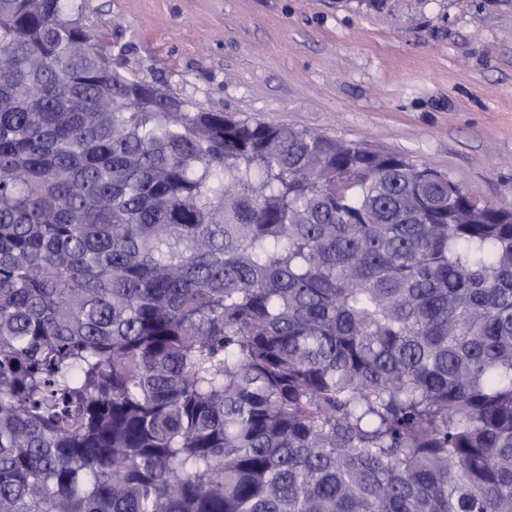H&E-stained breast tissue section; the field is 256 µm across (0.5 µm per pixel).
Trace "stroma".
Wrapping results in <instances>:
<instances>
[{"instance_id": "1", "label": "stroma", "mask_w": 512, "mask_h": 512, "mask_svg": "<svg viewBox=\"0 0 512 512\" xmlns=\"http://www.w3.org/2000/svg\"><path fill=\"white\" fill-rule=\"evenodd\" d=\"M140 77L366 142L512 203V0H84Z\"/></svg>"}]
</instances>
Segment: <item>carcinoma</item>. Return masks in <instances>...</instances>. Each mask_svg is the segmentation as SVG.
<instances>
[{
	"instance_id": "carcinoma-1",
	"label": "carcinoma",
	"mask_w": 512,
	"mask_h": 512,
	"mask_svg": "<svg viewBox=\"0 0 512 512\" xmlns=\"http://www.w3.org/2000/svg\"><path fill=\"white\" fill-rule=\"evenodd\" d=\"M81 9L0 0V512H512V204Z\"/></svg>"
}]
</instances>
